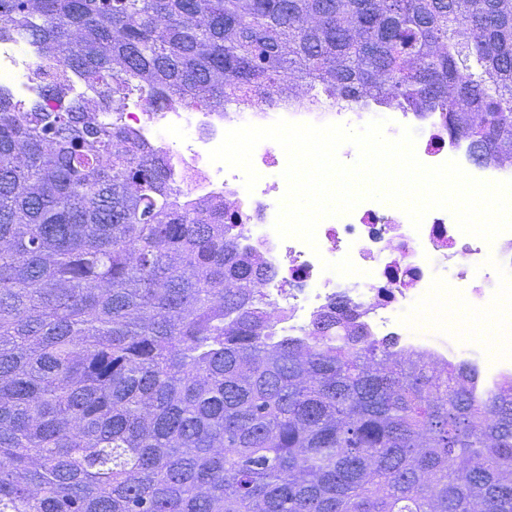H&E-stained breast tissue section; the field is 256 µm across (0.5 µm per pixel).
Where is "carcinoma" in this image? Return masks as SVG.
<instances>
[{"mask_svg": "<svg viewBox=\"0 0 512 512\" xmlns=\"http://www.w3.org/2000/svg\"><path fill=\"white\" fill-rule=\"evenodd\" d=\"M98 101L299 84L512 156V0H0ZM0 93V512H512V388L434 382L341 313L284 334L224 212L118 122Z\"/></svg>", "mask_w": 512, "mask_h": 512, "instance_id": "cac0c4a2", "label": "carcinoma"}]
</instances>
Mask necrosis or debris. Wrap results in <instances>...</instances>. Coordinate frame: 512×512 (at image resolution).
Wrapping results in <instances>:
<instances>
[{"label":"necrosis or debris","instance_id":"necrosis-or-debris-1","mask_svg":"<svg viewBox=\"0 0 512 512\" xmlns=\"http://www.w3.org/2000/svg\"><path fill=\"white\" fill-rule=\"evenodd\" d=\"M49 66L36 45L17 36L0 38V88L18 104L39 100ZM118 118L140 142L165 153L186 202L205 200L223 209L241 245L271 270L259 288L277 327L301 339L317 315L340 306L369 338L388 343L394 356L438 370L466 368L474 392L491 393L512 380V331L489 347L461 335L451 322L458 306L493 315L512 311V230L489 243L463 233L443 209L429 211L416 229L400 208L364 200L351 213L323 219L312 248L295 237L279 238L273 228L286 192L287 158L277 143L256 147L253 165L260 178L251 192L240 171L209 159L227 130L245 124L267 126L284 118L353 129L383 118L388 138H398L405 127L414 130L415 152L425 165L454 160L476 179L512 180V162H475L467 143L449 136L442 112L394 102L384 111L368 99L347 110L277 93L269 103L246 110L173 103L160 112L124 111ZM345 258L359 275L343 277L322 268L323 261Z\"/></svg>","mask_w":512,"mask_h":512}]
</instances>
